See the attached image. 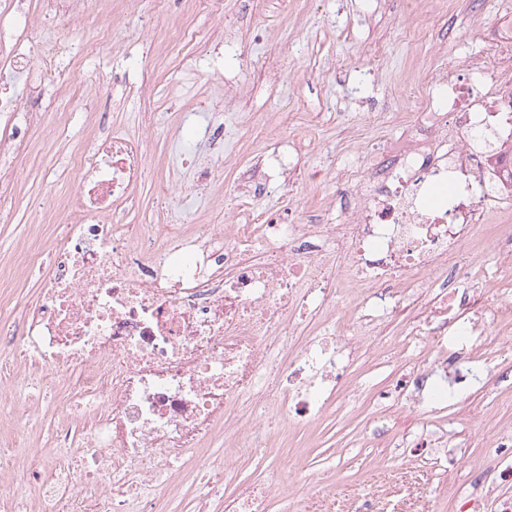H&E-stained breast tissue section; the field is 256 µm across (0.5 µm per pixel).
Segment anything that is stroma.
Returning a JSON list of instances; mask_svg holds the SVG:
<instances>
[{"instance_id":"obj_1","label":"stroma","mask_w":512,"mask_h":512,"mask_svg":"<svg viewBox=\"0 0 512 512\" xmlns=\"http://www.w3.org/2000/svg\"><path fill=\"white\" fill-rule=\"evenodd\" d=\"M159 28L178 17L192 40L149 36L105 45L90 55L56 58L54 69L71 81L99 85L102 102L85 109L82 93L63 101L54 81L32 99L34 78L0 74L17 112L61 113V123L33 142L22 162L10 223H0V266L17 265L24 246H39L50 227L31 221L44 195L76 193L71 153L94 133L123 128L147 133L152 164L166 182L171 210L184 224H206L211 212L232 222L238 185L255 155L289 143L303 147L304 165L321 171L313 183L272 178L254 204L298 214L309 203L329 204L337 189L356 190L349 173L372 161L379 147L403 139L416 98L403 88L427 64L443 57L464 61L481 53L512 23V0H428L408 17L401 0H219L187 6L184 0H153ZM155 84L150 127L141 122L139 88ZM240 89L239 99L209 112L218 91ZM284 121L274 131L270 120ZM223 123L224 171L208 190L194 185L195 159L207 150L200 131ZM457 401L470 410L457 439L455 462L428 448L413 461L370 442L417 430L427 409L395 402L396 377L385 365L355 373V397L332 407L304 434L288 442L296 476L331 473L335 483L301 486L314 508L334 500L340 512H362L377 501L380 512H500L512 501V483L486 493L494 471L491 444L512 438V337H498L489 368Z\"/></svg>"}]
</instances>
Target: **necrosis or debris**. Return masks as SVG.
<instances>
[{
  "instance_id": "obj_1",
  "label": "necrosis or debris",
  "mask_w": 512,
  "mask_h": 512,
  "mask_svg": "<svg viewBox=\"0 0 512 512\" xmlns=\"http://www.w3.org/2000/svg\"><path fill=\"white\" fill-rule=\"evenodd\" d=\"M99 0H39L56 26L82 20V50L114 40ZM56 45L54 53L67 51ZM41 43L19 48L0 25V71H50ZM467 76L434 69L413 133L387 146L357 201L337 192L341 220L284 219L239 205L230 224L187 228L164 212L130 230L126 212L154 172L147 141L114 131L74 155L77 194L53 227L39 303L0 318V353L30 392L62 383L67 413L51 451L0 435V476L21 468L26 490L0 480V512H151L166 495L154 476L182 468L220 438L228 457L200 480L207 504L236 479L232 457L271 445L276 425L312 426L348 397L358 359L392 366L406 398L424 400L443 374L457 392L488 361L494 336L512 334V224L493 223L512 197V27L471 59ZM498 155L476 150L486 130ZM28 146L0 131V206L13 200L15 161ZM490 236L491 276L476 272V239ZM404 318L414 355L386 342Z\"/></svg>"
}]
</instances>
